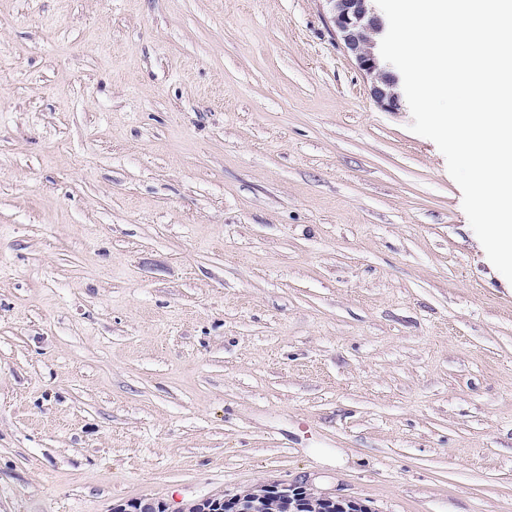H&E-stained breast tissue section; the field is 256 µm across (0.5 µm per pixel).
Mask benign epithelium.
Masks as SVG:
<instances>
[{
  "instance_id": "benign-epithelium-1",
  "label": "benign epithelium",
  "mask_w": 512,
  "mask_h": 512,
  "mask_svg": "<svg viewBox=\"0 0 512 512\" xmlns=\"http://www.w3.org/2000/svg\"><path fill=\"white\" fill-rule=\"evenodd\" d=\"M331 11V22L354 57L358 67L372 78L371 93L375 101L387 110H397L400 96L396 91L398 78L383 67L379 38L383 32L382 20L374 13L371 0H326ZM265 495L281 501H298L300 496L318 498L323 502L334 497L319 492L304 481L272 483ZM203 512H244L242 495H212L198 502ZM112 512H167L166 504L146 500H133L117 504Z\"/></svg>"
}]
</instances>
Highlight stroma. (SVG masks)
<instances>
[{"label":"stroma","mask_w":512,"mask_h":512,"mask_svg":"<svg viewBox=\"0 0 512 512\" xmlns=\"http://www.w3.org/2000/svg\"><path fill=\"white\" fill-rule=\"evenodd\" d=\"M371 85L326 0H0V512H512V283ZM303 491V496L319 498L320 502H328V501H339L348 506V509L344 507V511L348 512H363L361 510H367L366 507L354 500L336 498L330 495H327L322 492H318L307 482L295 480L290 483H272L266 486L265 495L271 498H275L281 501H288V503H292L293 501H299L300 496L297 494ZM205 506L203 512H244L242 505L241 493L233 495H212L205 499H202L195 504ZM246 512H286L283 507L275 500L265 502L256 497L251 503L246 505Z\"/></svg>","instance_id":"stroma-1"}]
</instances>
